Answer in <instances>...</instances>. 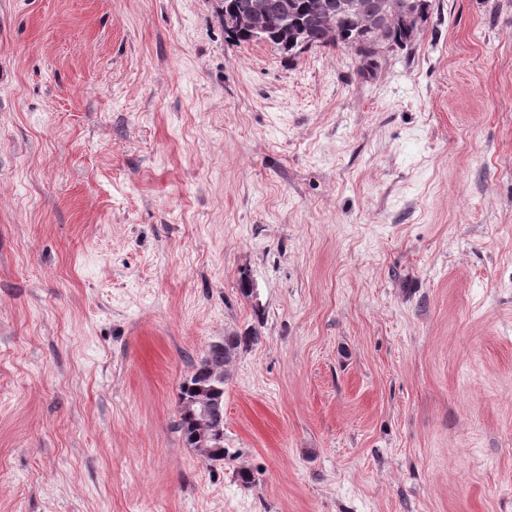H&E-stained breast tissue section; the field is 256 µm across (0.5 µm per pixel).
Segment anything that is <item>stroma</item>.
I'll list each match as a JSON object with an SVG mask.
<instances>
[{
	"instance_id": "35a3bbf8",
	"label": "stroma",
	"mask_w": 512,
	"mask_h": 512,
	"mask_svg": "<svg viewBox=\"0 0 512 512\" xmlns=\"http://www.w3.org/2000/svg\"><path fill=\"white\" fill-rule=\"evenodd\" d=\"M359 67L0 0V512H512V0ZM252 332L202 458L177 387Z\"/></svg>"
}]
</instances>
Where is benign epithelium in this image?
<instances>
[{
	"instance_id": "7a95c632",
	"label": "benign epithelium",
	"mask_w": 512,
	"mask_h": 512,
	"mask_svg": "<svg viewBox=\"0 0 512 512\" xmlns=\"http://www.w3.org/2000/svg\"><path fill=\"white\" fill-rule=\"evenodd\" d=\"M275 9L286 17L292 12V5L287 0H252L241 10L226 7L217 9V12L224 24V32L231 34L239 28H246L251 32L253 40L265 42L268 15ZM327 10L331 15L341 13L364 17L360 38L367 46L363 57V66L366 68L376 65L379 57L396 49L387 38V29L392 23L403 21L414 38L426 16L417 0L413 3L407 0H375L372 5L364 4V0H330ZM189 407L199 426L194 437V451L207 458L213 448V425L215 419L224 413V401L199 396Z\"/></svg>"
}]
</instances>
